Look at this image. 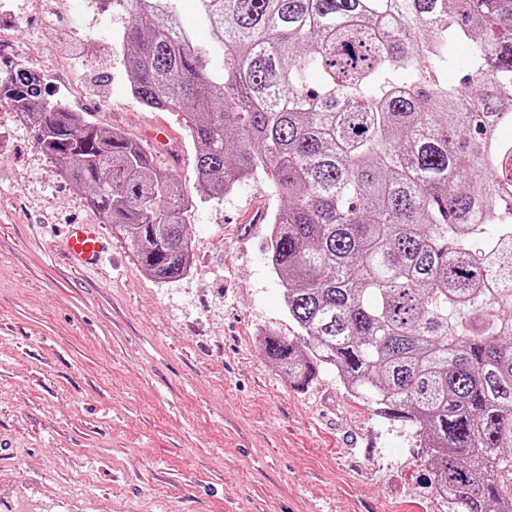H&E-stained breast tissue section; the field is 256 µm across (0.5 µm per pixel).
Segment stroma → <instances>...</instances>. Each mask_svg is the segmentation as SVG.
I'll list each match as a JSON object with an SVG mask.
<instances>
[{"mask_svg": "<svg viewBox=\"0 0 512 512\" xmlns=\"http://www.w3.org/2000/svg\"><path fill=\"white\" fill-rule=\"evenodd\" d=\"M0 55L30 62L48 103L142 138L163 123L195 193L181 117L130 93L118 37L127 17L99 0H0ZM281 205L266 177L197 200L184 216L192 261L150 277L130 243L0 106V499L59 512L62 494L112 512H450L410 426L350 396L334 370L308 388L260 350L295 338L257 213ZM101 224L112 249L84 270L62 259L64 225ZM26 477L32 490L13 486Z\"/></svg>", "mask_w": 512, "mask_h": 512, "instance_id": "1", "label": "stroma"}]
</instances>
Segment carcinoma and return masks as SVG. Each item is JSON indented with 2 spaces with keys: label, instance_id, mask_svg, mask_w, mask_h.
<instances>
[{
  "label": "carcinoma",
  "instance_id": "carcinoma-1",
  "mask_svg": "<svg viewBox=\"0 0 512 512\" xmlns=\"http://www.w3.org/2000/svg\"><path fill=\"white\" fill-rule=\"evenodd\" d=\"M181 0H101L132 96L178 112L199 192L259 175L282 205L268 253L315 348L260 349L303 388L346 391L408 423L452 512H512V0H192L222 53L178 24ZM466 48L476 89L442 76ZM0 104L160 282L183 276L193 197L143 145L60 103L0 57Z\"/></svg>",
  "mask_w": 512,
  "mask_h": 512
}]
</instances>
